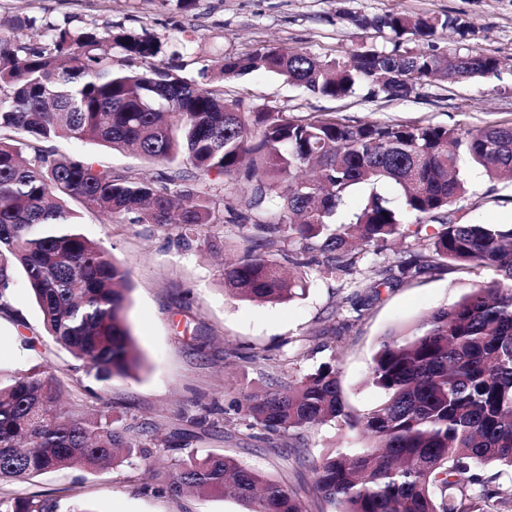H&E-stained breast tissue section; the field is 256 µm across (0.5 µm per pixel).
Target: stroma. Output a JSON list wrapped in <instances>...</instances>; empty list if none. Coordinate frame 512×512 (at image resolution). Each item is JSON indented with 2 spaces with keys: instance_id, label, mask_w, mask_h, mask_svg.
Instances as JSON below:
<instances>
[{
  "instance_id": "1",
  "label": "stroma",
  "mask_w": 512,
  "mask_h": 512,
  "mask_svg": "<svg viewBox=\"0 0 512 512\" xmlns=\"http://www.w3.org/2000/svg\"><path fill=\"white\" fill-rule=\"evenodd\" d=\"M391 13L450 16L470 25L466 38L445 36L427 42L403 40L412 51L496 57L490 78L435 79L405 98L370 96L356 87L336 100L312 96L267 74L254 73L224 84L225 96L244 97L265 109L332 112L349 123L382 121L448 128L512 124V0H0V36L15 43L35 39L37 26L76 30L124 29L162 42L187 41L183 74L212 87L202 77L227 54L257 48L296 47L318 57L346 59L357 51H391L390 35L358 25L361 17ZM460 173L468 194L455 208L463 221L512 224V182L492 181L465 163ZM80 230L98 241L130 271L127 321L143 357L136 377L109 384L82 376L72 382L71 399L89 408L107 406L116 416L151 427L159 445L139 467L63 470L0 485L9 496L47 493L57 512L88 503L93 512H241L233 498L142 493L178 457L194 451L234 457L297 493L308 512H333L315 491L310 463L336 446L359 447L353 432L334 424L318 426L303 444L267 437L250 427L238 405L245 393L266 388L271 378L295 380L319 365L336 361L347 411L367 413L381 395L366 375L380 341L415 325L429 311L449 306L492 277L490 270L439 268L392 288L371 292L368 283L393 253L367 254L347 272L307 270L303 298L258 304L225 293L224 259L239 254L231 227L179 239L156 224H115L84 213ZM14 316L0 314V367L25 370L43 363L55 368L73 357L44 332L40 312L17 276ZM194 327L187 335L185 327ZM37 338L35 350L22 349Z\"/></svg>"
}]
</instances>
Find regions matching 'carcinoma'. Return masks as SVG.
Returning <instances> with one entry per match:
<instances>
[{
	"mask_svg": "<svg viewBox=\"0 0 512 512\" xmlns=\"http://www.w3.org/2000/svg\"><path fill=\"white\" fill-rule=\"evenodd\" d=\"M357 24L397 38H430L467 26L449 16L389 14ZM120 49L112 59L105 46ZM148 34L49 25L37 42L0 38V313L11 316L22 269L44 329L101 383L130 377L141 355L126 321L130 272L79 230L82 212L118 224H158L179 236L216 225L247 246L224 268V289L242 300L290 302L305 295L304 267H355L367 250L414 244L379 270L371 288L393 287L441 266L492 269L496 278L450 307L382 340L368 381L382 398L345 411L339 369L325 363L294 383L272 380L246 398L251 426L304 442L334 422L365 445L332 448L312 463L316 491L335 512H512V482L494 485L491 465L512 470V225L467 223L453 206L468 193L460 157L489 179L512 175V125L448 128L371 121L334 112L256 110L201 88L158 57ZM486 54L366 50L348 60L295 47L226 55L219 77L254 71L319 97L360 83L373 96L406 97L436 76L491 77ZM91 141L162 166L116 172L94 156H59L46 143ZM396 186L403 211L383 189ZM357 190L347 222L338 209ZM300 250H285V242ZM65 382L43 366L0 371V485L67 468L96 470L145 459L147 429L119 426L102 409L59 405ZM146 490L179 498L231 493L243 512H306L296 494L226 455L191 453ZM47 494H0V512H56Z\"/></svg>",
	"mask_w": 512,
	"mask_h": 512,
	"instance_id": "carcinoma-1",
	"label": "carcinoma"
}]
</instances>
